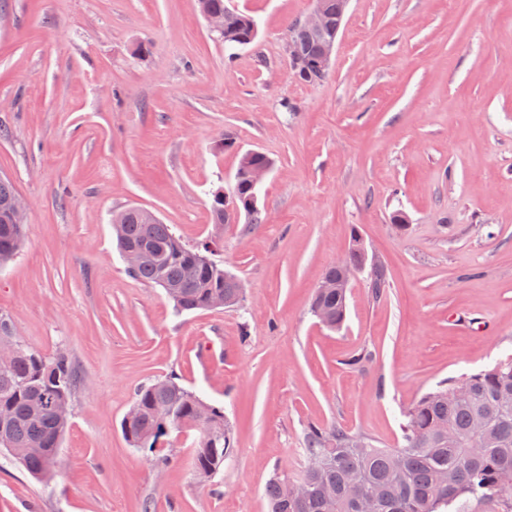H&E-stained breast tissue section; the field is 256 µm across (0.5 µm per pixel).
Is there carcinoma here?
<instances>
[{
  "instance_id": "cac0c4a2",
  "label": "carcinoma",
  "mask_w": 512,
  "mask_h": 512,
  "mask_svg": "<svg viewBox=\"0 0 512 512\" xmlns=\"http://www.w3.org/2000/svg\"><path fill=\"white\" fill-rule=\"evenodd\" d=\"M340 0H315L322 11L323 34L336 36ZM255 19L234 11L228 34L219 37L228 46H247L255 41ZM291 39L319 55L321 40L300 24ZM271 163L261 151L244 153L238 172ZM17 191L0 178V264L18 252L26 221L17 217L13 202ZM119 250L140 248L146 256L127 273L155 284L180 312L211 308L222 294L234 306L241 302L240 279L203 251L208 244L190 247L170 225L138 206L122 210L113 220ZM366 251L353 238L348 269L328 267L323 276L338 279L366 268ZM386 286L385 269L374 264L369 287L375 296ZM347 289L315 292L311 312L330 330L345 320ZM14 328L0 314V349H15L0 364V450L19 462L36 480L54 476L56 461L49 449L60 447L69 426L72 399L79 381L70 359L53 357L25 344L15 347ZM469 386L463 397L454 395L459 383ZM404 446L379 448L370 440L334 426L311 427L305 433L306 465L298 474L275 476L265 489L269 512H358L350 493L353 486L372 512H448L462 499L491 500L512 492L501 485V476L512 473V361L490 369L450 378L425 393L404 413ZM484 421V448H470L469 436L477 420ZM124 436L135 448H164L173 430H195V472L218 473L233 451L224 411L203 400L172 378L140 386L133 405L122 421Z\"/></svg>"
}]
</instances>
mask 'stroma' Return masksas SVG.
Listing matches in <instances>:
<instances>
[{"label":"stroma","mask_w":512,"mask_h":512,"mask_svg":"<svg viewBox=\"0 0 512 512\" xmlns=\"http://www.w3.org/2000/svg\"><path fill=\"white\" fill-rule=\"evenodd\" d=\"M231 5L258 22L242 49L195 0H0V177L29 206L0 314L79 375L56 476L0 454V512H268L309 426L397 448L423 394L512 359V0H350L315 83L286 51L313 0ZM249 150L272 160L262 223H212ZM130 205L208 243L244 300L180 313L129 277ZM356 234L387 286L354 272L331 330L312 297ZM168 377L224 410L234 452L209 483L196 432L152 453L122 432Z\"/></svg>","instance_id":"1"}]
</instances>
